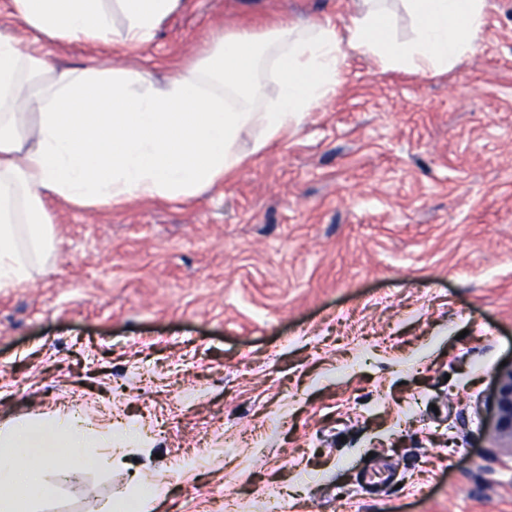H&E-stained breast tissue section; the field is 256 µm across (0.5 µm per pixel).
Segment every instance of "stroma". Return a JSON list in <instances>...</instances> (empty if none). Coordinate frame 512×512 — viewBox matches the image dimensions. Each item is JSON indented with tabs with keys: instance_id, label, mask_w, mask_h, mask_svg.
Here are the masks:
<instances>
[{
	"instance_id": "1",
	"label": "stroma",
	"mask_w": 512,
	"mask_h": 512,
	"mask_svg": "<svg viewBox=\"0 0 512 512\" xmlns=\"http://www.w3.org/2000/svg\"><path fill=\"white\" fill-rule=\"evenodd\" d=\"M346 0H189L113 58L194 57L246 20L342 21ZM189 199L50 206L56 250L0 288V425L82 403L151 427L24 512H512L493 442L512 364V0L448 73L348 54L334 95ZM164 492L159 487L155 490H147L129 499H121L115 504L112 501L108 505V512H150L153 510L155 500Z\"/></svg>"
}]
</instances>
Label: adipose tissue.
Returning <instances> with one entry per match:
<instances>
[{"instance_id": "obj_1", "label": "adipose tissue", "mask_w": 512, "mask_h": 512, "mask_svg": "<svg viewBox=\"0 0 512 512\" xmlns=\"http://www.w3.org/2000/svg\"><path fill=\"white\" fill-rule=\"evenodd\" d=\"M37 36L109 47L148 41L182 0H11ZM410 38L393 32L388 0H352L344 25L246 22L220 31L169 74L111 59L58 68L21 39L0 36V287L30 280L54 253L48 204L121 205L198 195L252 150L299 124L341 82L347 50L383 71L435 76L473 54L489 0H401ZM272 72L265 95L261 76ZM135 434L93 430L68 411L0 426V512H18L32 483L22 469L83 465L91 448L116 455Z\"/></svg>"}]
</instances>
